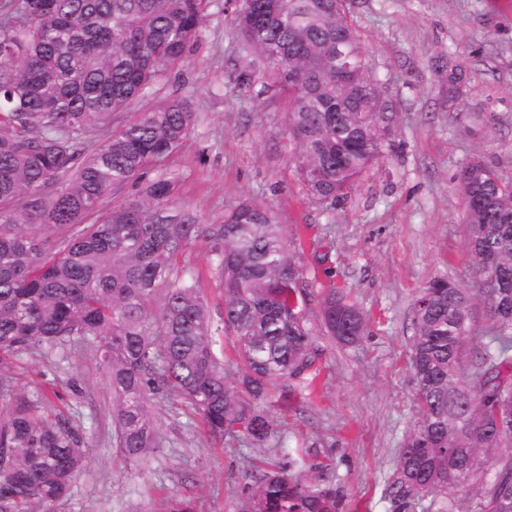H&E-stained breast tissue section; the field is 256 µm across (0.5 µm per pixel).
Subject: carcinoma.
Listing matches in <instances>:
<instances>
[{"instance_id": "cac0c4a2", "label": "carcinoma", "mask_w": 512, "mask_h": 512, "mask_svg": "<svg viewBox=\"0 0 512 512\" xmlns=\"http://www.w3.org/2000/svg\"><path fill=\"white\" fill-rule=\"evenodd\" d=\"M216 0H3L0 4V512H52L88 453L66 419L14 393L5 364L24 353L96 345L114 395L115 444L135 466L158 447L149 396L190 403L209 436L274 435L263 408L309 387L319 348L303 304L309 282L272 211L241 202L206 224L178 202L167 166L194 122L189 102L169 97L138 109L194 50ZM352 0H224L247 47L273 60L269 79L288 96L287 132L307 195L326 208L392 146L398 113L378 83L367 103L383 112L336 111V76L325 63L345 41L364 59ZM300 25L289 26V17ZM313 66L315 99L289 83ZM134 116L114 125L118 113ZM466 203L470 284L432 280L414 304L411 368L418 418L405 437L386 496L415 512L436 495L458 512L454 490L477 484L478 512H512V456L491 479L466 468L470 454L512 446V184L479 159L458 172ZM131 188L127 198L112 200ZM214 256L224 288L212 314L194 275L178 267L192 246ZM159 308H152L157 297ZM489 327L472 329L473 300ZM325 335L360 341L365 316L339 290L320 300ZM225 338L237 371L224 372ZM290 463L259 469L250 512H336L324 473L302 483Z\"/></svg>"}]
</instances>
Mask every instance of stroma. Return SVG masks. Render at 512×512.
Returning <instances> with one entry per match:
<instances>
[{
  "mask_svg": "<svg viewBox=\"0 0 512 512\" xmlns=\"http://www.w3.org/2000/svg\"><path fill=\"white\" fill-rule=\"evenodd\" d=\"M352 20L372 74L399 114L395 147L332 208L313 203L292 162L287 99L263 90L267 67L249 52L234 15L213 8L196 50L146 105L177 95L195 112L170 163L181 204L218 224L239 202L268 207L310 286L306 317L319 328V300L341 289L367 316L355 345L317 336L314 388L289 409L272 408L276 433L262 446L215 443L179 399H154L160 444L144 468L115 446L112 389L91 347L23 354L10 364L21 394L46 392L47 408L79 427L89 463L55 512H248L255 467L290 460L307 481L323 462L343 499L338 512H392L384 490L417 419L410 367L413 306L433 279L469 282L457 173L474 158L512 182V0H353ZM462 68L449 98L446 67ZM253 76L241 82L242 74ZM185 265L201 277L213 311L223 290L206 247Z\"/></svg>",
  "mask_w": 512,
  "mask_h": 512,
  "instance_id": "35a3bbf8",
  "label": "stroma"
}]
</instances>
